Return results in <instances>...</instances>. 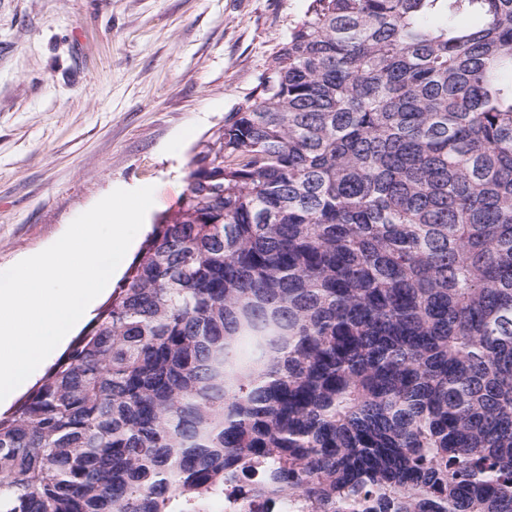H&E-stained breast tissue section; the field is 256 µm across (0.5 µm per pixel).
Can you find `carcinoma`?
I'll return each mask as SVG.
<instances>
[{"label":"carcinoma","mask_w":512,"mask_h":512,"mask_svg":"<svg viewBox=\"0 0 512 512\" xmlns=\"http://www.w3.org/2000/svg\"><path fill=\"white\" fill-rule=\"evenodd\" d=\"M0 414V512H512V0H311Z\"/></svg>","instance_id":"obj_1"}]
</instances>
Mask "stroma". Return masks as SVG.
Here are the masks:
<instances>
[{
    "label": "stroma",
    "mask_w": 512,
    "mask_h": 512,
    "mask_svg": "<svg viewBox=\"0 0 512 512\" xmlns=\"http://www.w3.org/2000/svg\"><path fill=\"white\" fill-rule=\"evenodd\" d=\"M309 0H0V271L119 186L183 193L191 150Z\"/></svg>",
    "instance_id": "1"
}]
</instances>
